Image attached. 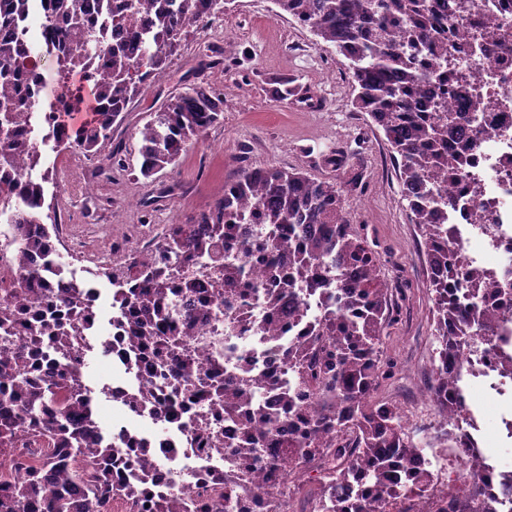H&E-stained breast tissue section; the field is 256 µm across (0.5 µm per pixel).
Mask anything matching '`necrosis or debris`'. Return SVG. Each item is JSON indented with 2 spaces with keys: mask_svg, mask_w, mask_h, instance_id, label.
<instances>
[{
  "mask_svg": "<svg viewBox=\"0 0 512 512\" xmlns=\"http://www.w3.org/2000/svg\"><path fill=\"white\" fill-rule=\"evenodd\" d=\"M439 11L448 17V63L441 68L436 58L427 59L420 70L426 93L437 94L444 75L448 111L468 113L474 100L481 105L465 128L469 152L461 179L448 184L454 199L448 221L457 228L449 246L464 257L466 268L484 271L500 284L512 282V0H468L460 10L445 0ZM492 19L499 25L497 37L481 38ZM229 245L249 272L251 291L226 293L223 308L213 303L214 288L224 276L223 259L168 273L176 289L184 276L195 279L193 301L204 311L189 344L198 371L187 409L168 411L166 397L175 383L150 352L131 343L134 316L128 308L116 305L107 315L99 300H92L80 311L85 329L74 356H43L39 362L62 384L90 358L111 365L112 377L97 393L116 407L98 423L110 436L112 473L129 490L167 483L184 491L197 512H210L212 503L202 497V488L233 484L241 512H324L326 504L346 499L359 484L353 474L329 478L331 448L308 451L296 461L301 481L322 488L307 498L279 469L257 464L244 471L237 465L236 442L244 432L264 431V424L249 417L219 419L211 412L209 385L230 374L246 378L269 411H280L282 388L303 386L286 355L308 345L323 306L322 290L296 283L279 291L275 267L252 240L238 237ZM107 250L112 265L123 266L127 287H144L142 272L154 263L155 253L133 246L131 234L123 232L113 234ZM29 273L14 250L11 228L0 229V313L14 310V291ZM448 376L481 379L495 392L501 401L497 430L485 432L468 389L451 391L444 410L429 391H420L404 425L421 444L412 467L421 490L412 499L393 500L387 512H512V463L505 461L502 446L503 438L512 439V378L502 373L501 353L472 339L461 346ZM467 463L475 479L465 477Z\"/></svg>",
  "mask_w": 512,
  "mask_h": 512,
  "instance_id": "obj_1",
  "label": "necrosis or debris"
}]
</instances>
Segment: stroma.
I'll return each mask as SVG.
<instances>
[{"label": "stroma", "mask_w": 512, "mask_h": 512, "mask_svg": "<svg viewBox=\"0 0 512 512\" xmlns=\"http://www.w3.org/2000/svg\"><path fill=\"white\" fill-rule=\"evenodd\" d=\"M275 11L273 0H228L203 29L185 36L114 133L127 169L101 178L93 193L81 192L62 166L64 153L44 144L41 167L33 175L55 170L46 199L60 207L70 235L68 253L82 245L101 246L123 224L158 239L166 225L185 223L208 209L244 167L300 168L312 178L336 181L354 229L377 242L381 274L400 306L383 344L396 369L381 379L378 392L411 403L416 389L406 381L414 345L433 335L435 323L421 238L409 220L396 163L382 130L355 110V91L339 56L318 44L308 28ZM232 25L239 32L228 45L223 31ZM197 82L223 93V122L208 128L175 168L153 180L139 178L140 143L133 123H145L162 102ZM289 83L297 87L296 95H285ZM332 152L342 156V164L326 163ZM164 185L172 192L158 197Z\"/></svg>", "instance_id": "35a3bbf8"}]
</instances>
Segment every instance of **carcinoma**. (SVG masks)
Returning a JSON list of instances; mask_svg holds the SVG:
<instances>
[{
    "mask_svg": "<svg viewBox=\"0 0 512 512\" xmlns=\"http://www.w3.org/2000/svg\"><path fill=\"white\" fill-rule=\"evenodd\" d=\"M42 39L45 53L56 58L63 84L87 71L96 73L90 83L69 88L61 100L39 113V97L31 94L26 71L31 56L30 42L19 33V23L28 11L29 0H0V216L14 225V240L23 256L42 255L50 250L58 216L45 213L44 183L13 178L12 169L26 160L35 167L40 160L33 134L37 125L49 129L56 147L96 156L112 143L114 127L128 117V106L149 90L145 79L165 68L183 36L204 26L205 19L219 9L221 0H121L113 8L103 0H40ZM284 13L308 28L327 47L343 57L357 90L354 105L380 127L396 160L399 178L408 200L410 222L424 244L430 271L435 335L441 337L443 363L457 351L462 336L473 335L488 345L503 340L487 318L479 316L478 301H458L455 290L470 283L484 293L495 287L477 270L463 269L457 252L448 248L446 210L453 203L448 185L438 177H455L462 153L456 135L461 118L455 113L439 116L423 104L419 61L443 54L438 41V0H274ZM88 106L90 117L73 127L67 114ZM224 118V98L208 85L198 84L162 103L150 119L137 127L142 142L140 175L149 179L170 166L209 126ZM419 186V199L407 191ZM52 222H47V219ZM252 224H274L278 229H295L299 224H330L336 230L304 234L293 240L284 233L262 240L263 249L281 253L288 270L311 289L329 285L324 269H336V309L320 322L311 342L341 336L336 373L319 391L327 402L323 413L307 426L277 443L278 450L266 462L290 473L288 448H315L321 433L344 421L336 416V404L348 407V416L359 429L362 448H339L336 459L351 461L360 468V492L345 503L330 506L329 512H386L390 500L400 495L411 498L418 486L410 481L397 484L410 474L416 445L404 433L399 417L378 415L365 399L390 371L382 349V332L394 317V303L380 277L377 252L367 238L354 230L345 217L341 190L334 181H315L300 169L257 168L237 173L224 183V193L212 206L185 224H170L163 237L153 243L160 256L146 276L152 286L131 289L135 323L131 339L151 344L155 353H167L170 372L189 378L197 363L186 344L194 335L195 318L187 306L177 307L169 298L167 271L173 263L207 253L215 236L228 238ZM83 304L75 288H60L54 305ZM178 321L181 331L165 341L163 327ZM53 336L57 350L70 351L67 331L57 332L43 323L31 343ZM433 392L448 398L452 383L448 369L429 379ZM0 396H6L18 412L0 410V456L10 455V491L0 494V512H103L112 496H130L112 484V448L93 452L97 425L77 415L91 408L82 376L75 373L64 392L41 375H30L16 365L0 360ZM213 407L223 406L233 416L252 407V392L234 377L213 386ZM283 408L274 415L254 409L255 418L271 425L288 421L294 407L291 396L282 395ZM31 419L44 424L54 448L45 458L31 463L8 447L20 422ZM240 457L249 466L261 461L268 447L263 434L244 433L239 441ZM56 478L58 489L44 497L43 477ZM183 499L170 486L158 488L152 512H174Z\"/></svg>",
    "mask_w": 512,
    "mask_h": 512,
    "instance_id": "carcinoma-1",
    "label": "carcinoma"
}]
</instances>
